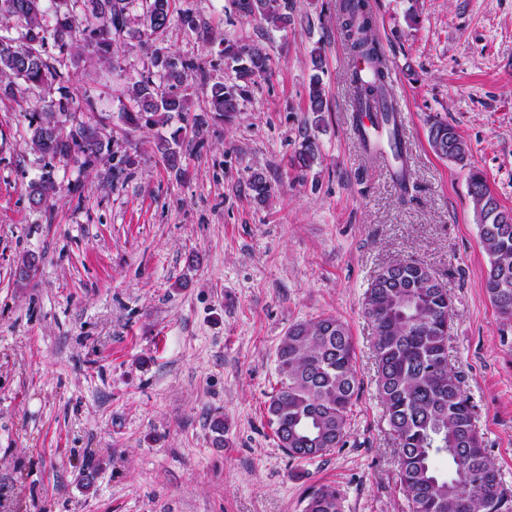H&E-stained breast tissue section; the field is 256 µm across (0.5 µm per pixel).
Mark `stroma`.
I'll return each mask as SVG.
<instances>
[{
	"mask_svg": "<svg viewBox=\"0 0 512 512\" xmlns=\"http://www.w3.org/2000/svg\"><path fill=\"white\" fill-rule=\"evenodd\" d=\"M370 4L390 90L409 114L404 194L392 161L358 140L339 0H287L281 31L229 0H177L197 30L175 21L121 39L119 73L63 60L70 90L111 118L90 168L30 150V93L0 102V512H302L317 483L341 489L344 512H408L362 301L382 268L409 260L448 288L449 362L512 490V327L483 288L489 258L467 184L480 170L512 209V0ZM223 38L263 48L271 73L171 170L154 147L170 126L126 133L122 90L157 47L234 83ZM433 118L468 143L467 166L433 152ZM307 138L319 156L303 171L292 159ZM126 155L133 166L113 175ZM48 170L58 192L33 206L27 187ZM256 173L263 202L249 187ZM26 255L38 270L23 284ZM323 315L349 326L361 391L345 446L299 462L269 424L276 348L291 324ZM325 91L319 75H313L309 84L307 112H312V123L315 125L322 121V112L325 110Z\"/></svg>",
	"mask_w": 512,
	"mask_h": 512,
	"instance_id": "obj_1",
	"label": "stroma"
}]
</instances>
